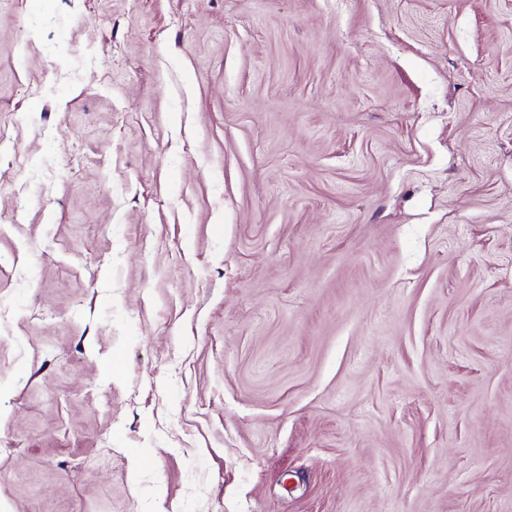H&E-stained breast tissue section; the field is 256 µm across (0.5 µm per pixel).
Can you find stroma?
<instances>
[{"label": "stroma", "mask_w": 512, "mask_h": 512, "mask_svg": "<svg viewBox=\"0 0 512 512\" xmlns=\"http://www.w3.org/2000/svg\"><path fill=\"white\" fill-rule=\"evenodd\" d=\"M0 512H512V0H0Z\"/></svg>", "instance_id": "stroma-1"}]
</instances>
